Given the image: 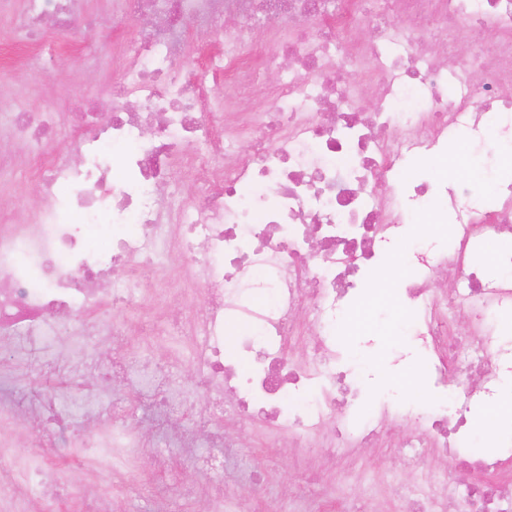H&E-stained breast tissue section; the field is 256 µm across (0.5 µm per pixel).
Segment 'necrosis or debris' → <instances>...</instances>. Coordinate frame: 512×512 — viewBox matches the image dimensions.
Instances as JSON below:
<instances>
[{
	"mask_svg": "<svg viewBox=\"0 0 512 512\" xmlns=\"http://www.w3.org/2000/svg\"><path fill=\"white\" fill-rule=\"evenodd\" d=\"M77 0H25L22 27L63 32ZM156 20L122 43V95L106 118L88 113L72 165L54 159L53 112L0 113L37 161L27 219L0 224V388L26 389L15 422L0 402V512H40L58 462L90 449L100 468L131 472L163 443L156 473L188 456L197 484H161L152 512L204 496L211 512H251L266 492L262 466H242L237 427L259 426L325 460L344 448H394L411 480L400 512H512L496 457L467 426L512 376V0H117ZM210 49L206 74L184 32ZM368 69L374 103L358 105ZM281 70L272 108L226 117L232 102ZM510 147L486 207L466 179L432 174L460 139ZM248 140L249 153L229 159ZM202 190L172 189L179 164ZM451 223L452 247L415 232L423 216ZM401 256L404 317L395 370L426 357L429 402L370 403L375 373L345 359L342 326L374 294L368 281ZM183 306L172 312L170 302ZM462 313L459 331L454 313ZM138 336L139 353L112 343ZM196 365L202 401L175 376ZM464 365L448 392V374ZM109 377L133 386L149 422L101 395ZM32 434L16 448L17 430ZM465 460L484 482L434 473ZM243 490L224 497L219 476Z\"/></svg>",
	"mask_w": 512,
	"mask_h": 512,
	"instance_id": "1",
	"label": "necrosis or debris"
}]
</instances>
